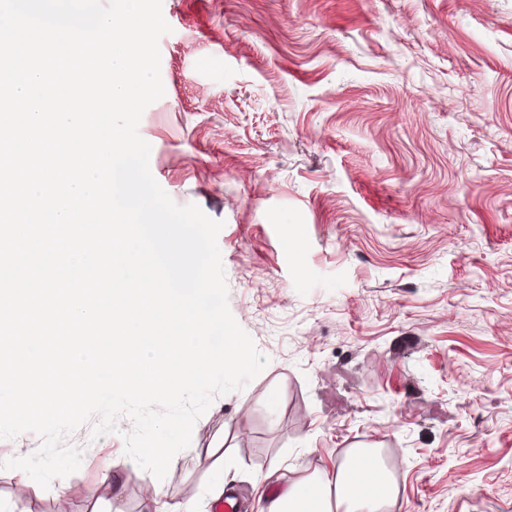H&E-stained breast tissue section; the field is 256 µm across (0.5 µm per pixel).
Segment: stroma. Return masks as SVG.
Masks as SVG:
<instances>
[{
	"label": "stroma",
	"mask_w": 512,
	"mask_h": 512,
	"mask_svg": "<svg viewBox=\"0 0 512 512\" xmlns=\"http://www.w3.org/2000/svg\"><path fill=\"white\" fill-rule=\"evenodd\" d=\"M150 170L223 221L228 304L267 367L196 422L170 512H255L260 478L380 449L383 512H512V0H163ZM118 430L68 493L0 470V512H139ZM209 451L197 462L192 449ZM122 479L113 491L101 463Z\"/></svg>",
	"instance_id": "stroma-1"
}]
</instances>
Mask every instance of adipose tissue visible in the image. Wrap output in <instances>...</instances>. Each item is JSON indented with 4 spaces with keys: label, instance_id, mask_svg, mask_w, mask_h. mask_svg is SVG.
Wrapping results in <instances>:
<instances>
[{
    "label": "adipose tissue",
    "instance_id": "ef3b65f1",
    "mask_svg": "<svg viewBox=\"0 0 512 512\" xmlns=\"http://www.w3.org/2000/svg\"><path fill=\"white\" fill-rule=\"evenodd\" d=\"M355 456L369 459L366 484H357L349 459L334 469L318 468L295 480L271 488L258 512H381L394 503L399 489L379 456L367 448H358Z\"/></svg>",
    "mask_w": 512,
    "mask_h": 512
}]
</instances>
